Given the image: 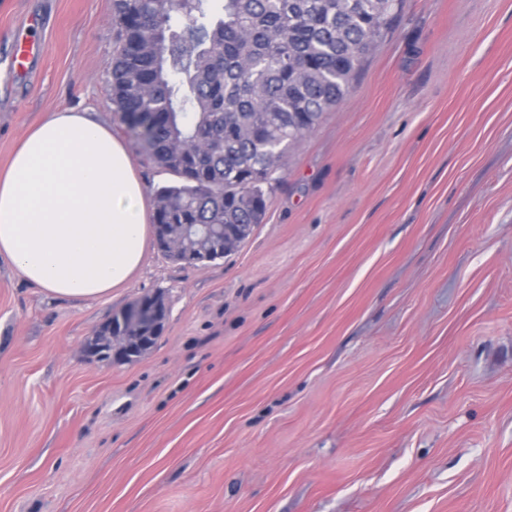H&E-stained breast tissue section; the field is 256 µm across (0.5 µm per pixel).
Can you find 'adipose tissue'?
<instances>
[{"label": "adipose tissue", "mask_w": 512, "mask_h": 512, "mask_svg": "<svg viewBox=\"0 0 512 512\" xmlns=\"http://www.w3.org/2000/svg\"><path fill=\"white\" fill-rule=\"evenodd\" d=\"M149 192L110 124L46 113L0 169V258L49 294L111 296L141 267Z\"/></svg>", "instance_id": "1"}]
</instances>
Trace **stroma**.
Listing matches in <instances>:
<instances>
[{
    "instance_id": "1",
    "label": "stroma",
    "mask_w": 512,
    "mask_h": 512,
    "mask_svg": "<svg viewBox=\"0 0 512 512\" xmlns=\"http://www.w3.org/2000/svg\"><path fill=\"white\" fill-rule=\"evenodd\" d=\"M45 46L3 64L24 18ZM112 0H0V167L45 113L112 104ZM168 306L132 361L84 342ZM0 512H512V0H404L283 158L235 253L148 243L101 299L0 258ZM151 300L153 303H157L160 310V323L157 325V328L149 335L139 334L144 338H155L151 341V345L155 344V341L158 336H160L163 323L167 314V305L162 295L155 294L152 296H145L139 300H137L134 304L116 312L112 315L109 321L103 325L98 331V336H112V341L109 347L107 348L106 355L110 356L113 362L123 363L126 362L129 354V347L127 345V336H135L136 333L129 329L126 323V315L127 313L138 303L146 302Z\"/></svg>"
}]
</instances>
